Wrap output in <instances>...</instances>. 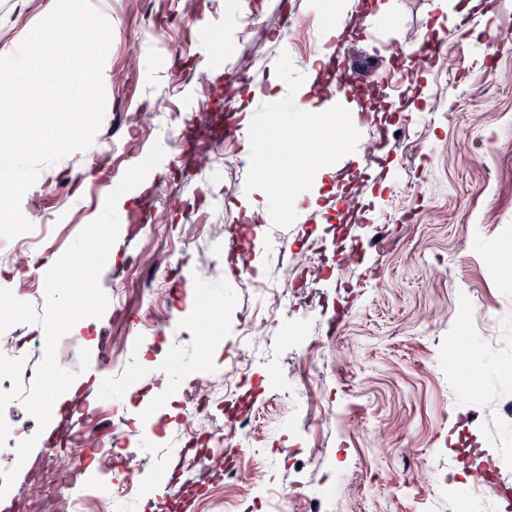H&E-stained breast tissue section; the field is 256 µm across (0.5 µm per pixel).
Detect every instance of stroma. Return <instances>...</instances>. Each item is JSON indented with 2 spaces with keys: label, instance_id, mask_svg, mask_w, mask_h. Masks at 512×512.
Instances as JSON below:
<instances>
[{
  "label": "stroma",
  "instance_id": "35a3bbf8",
  "mask_svg": "<svg viewBox=\"0 0 512 512\" xmlns=\"http://www.w3.org/2000/svg\"><path fill=\"white\" fill-rule=\"evenodd\" d=\"M56 0H0V56L12 54ZM112 26L103 67L105 114L93 145L43 166L32 186L52 223L33 264L23 268L0 245V288L36 310L29 294L82 229L99 216L124 173L154 141L166 155L125 193L116 249L99 284L110 302L94 319L95 339L64 335L59 365L78 370L81 350L103 363L94 382L75 379L39 434L27 461L38 483L18 474L6 512H113L106 487L127 484L126 469H101L92 449L147 453L139 469L172 470L168 454L184 435V407L194 386L229 378L227 399L210 400L201 448L222 428L227 406L243 408L257 439L238 454L243 483L287 489L278 507L243 496L199 464L180 472L186 512H462L436 492L444 476L468 479L461 445L512 458V433L498 432L512 404V47L486 55L488 25L512 36V0H385L388 14L353 15L351 0L328 19L312 0H198L183 23L170 0H89ZM297 34L283 37V14ZM344 28L347 73L358 87H377L406 102L364 108L355 141L309 151L324 126L292 115L282 138L273 103L303 104L308 71L327 40L328 22ZM432 37L442 61L420 68L416 51ZM269 50L252 57L257 41ZM246 72L237 100L252 122L217 153L222 169L195 167L180 139L186 109L229 73ZM156 113L151 129L130 127L131 110ZM385 150L368 161L372 142ZM270 175L283 164L297 174L284 195L311 209L310 222L264 224L251 271L235 273L241 251L227 228L243 212L263 215L270 189L253 180L258 153ZM336 177L321 182L320 171ZM210 193L193 201L196 183ZM362 204L340 244L337 196ZM160 218L139 220L144 199ZM223 270L212 280V270ZM186 288L172 291L176 281ZM287 285L282 308L262 303L255 282ZM467 305L462 316L459 305ZM172 316V328H150ZM209 317L211 337L197 325ZM277 324L258 341L237 327L258 317ZM112 349L125 356L106 363Z\"/></svg>",
  "mask_w": 512,
  "mask_h": 512
}]
</instances>
